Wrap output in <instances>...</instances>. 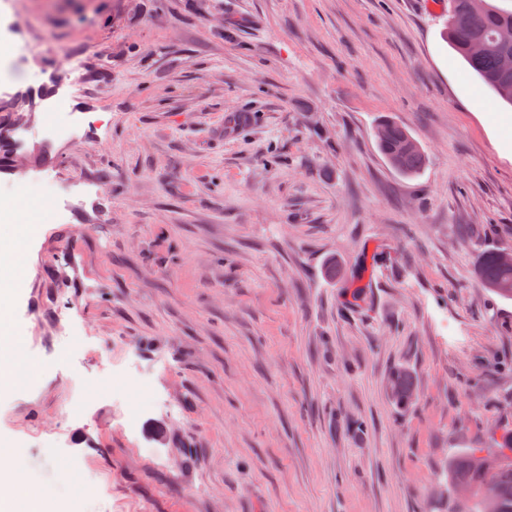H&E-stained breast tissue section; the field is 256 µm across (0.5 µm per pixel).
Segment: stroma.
<instances>
[{"label": "stroma", "instance_id": "35a3bbf8", "mask_svg": "<svg viewBox=\"0 0 512 512\" xmlns=\"http://www.w3.org/2000/svg\"><path fill=\"white\" fill-rule=\"evenodd\" d=\"M12 2L30 54L0 99L33 107L0 195L37 224L7 315L36 373L0 393L17 493L429 512L454 451L499 450L512 300L475 269L512 250V107L448 45V0ZM57 102L75 140L42 130ZM385 118L428 155L419 177L378 151ZM47 173L73 190L59 223ZM391 383L393 396L400 405L406 406L408 401L412 402L414 400V395H410V393H412L410 388V385L412 384V375L408 370L397 369L392 374Z\"/></svg>", "mask_w": 512, "mask_h": 512}]
</instances>
